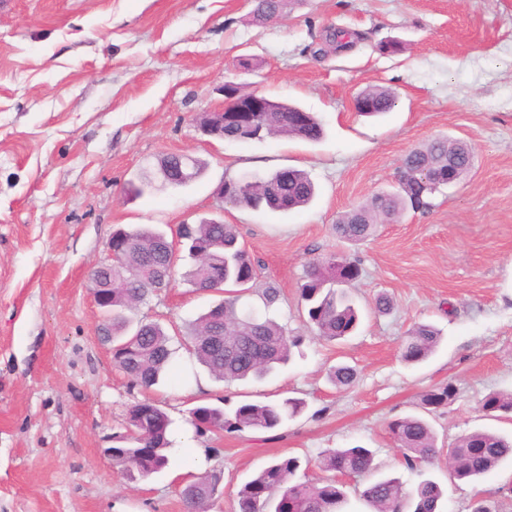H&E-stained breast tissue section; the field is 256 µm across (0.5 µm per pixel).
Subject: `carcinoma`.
Listing matches in <instances>:
<instances>
[{
  "label": "carcinoma",
  "mask_w": 512,
  "mask_h": 512,
  "mask_svg": "<svg viewBox=\"0 0 512 512\" xmlns=\"http://www.w3.org/2000/svg\"><path fill=\"white\" fill-rule=\"evenodd\" d=\"M292 0H250L252 21L263 25L273 15H280ZM357 34L338 29L328 43L334 49L355 44ZM357 112L372 116L390 111L396 103L395 92L373 86L355 98ZM273 113H224V139L229 141L283 136L316 142L323 135L320 119L288 101H271ZM458 159V175H467L473 150L467 144L437 138L411 150L404 163L414 171L412 178L392 192L374 194L365 203L341 215L336 236L358 244L370 237L384 219L400 217L408 210L429 208L432 190L422 183L421 171L448 165V154ZM315 195L313 182L306 173L290 169L286 176L275 172L244 185L224 181V196L229 203L258 210L266 207L288 213L308 205ZM182 238L196 263L185 273L194 288L224 294V299L201 315L189 331L187 349L219 381L227 383L249 378L263 379L277 366L289 360L292 350L303 337L289 334L276 321L238 313L237 304L255 288L257 270L245 246L239 241L235 225L183 224ZM112 250L117 260L112 267V360L130 383L148 391L156 386L178 348L157 322H132L121 311L143 303L149 294L169 288L176 275L175 249L167 232L139 228L119 229L112 235ZM361 269L357 261L337 255L313 260L307 270L300 296L305 303L308 322L317 335L329 342L342 340L355 331L359 314L353 299L336 292L335 285L351 286ZM440 331L431 324L417 323L406 334L402 349L404 361L414 364L427 359L439 345ZM357 371L339 364L329 372L337 387H349ZM452 383L429 391L422 404L433 414L455 400ZM305 401L288 398L280 403L241 402L228 410L221 406L200 405L190 411V423L203 433L214 426L227 432L273 430L298 416ZM480 409L497 418L512 415V391L490 392ZM172 420L152 398L146 397L130 406L127 425L136 434L113 437L112 463L129 478H148L167 464L166 449ZM389 431L409 469H421L440 455L430 422L408 416L389 424ZM448 471L455 481H476L512 458V439L496 432L474 430L460 437L448 448ZM303 462L297 456L273 460L246 482L236 494L235 512H343L347 493L336 478L310 480L297 477ZM318 467L324 472L361 476L374 470L371 450L356 446L331 448L321 453ZM219 474L208 473L191 481L181 490L187 512H205L207 504L219 493ZM360 496L372 512H441L443 491L430 480L408 489L397 478H382L370 483Z\"/></svg>",
  "instance_id": "obj_1"
}]
</instances>
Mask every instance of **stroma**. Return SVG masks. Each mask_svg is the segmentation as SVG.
<instances>
[{"mask_svg":"<svg viewBox=\"0 0 512 512\" xmlns=\"http://www.w3.org/2000/svg\"><path fill=\"white\" fill-rule=\"evenodd\" d=\"M249 11L248 0H0V512H183L186 481L212 469L224 493L209 512H233L237 491L273 458L314 461L354 445L373 451L377 476L409 488L438 481L443 512H473L480 499L512 512L511 459L453 483L443 456L408 470L388 432L451 382L456 399L430 417L438 447L476 428L512 436V420L480 409L488 392L512 390V0H301L261 26ZM337 27L363 38L318 54ZM391 40L400 51L382 53ZM242 55L253 71L236 69ZM228 80L316 113L323 139L203 135L194 118L222 108ZM375 85L398 104L360 116L353 98ZM443 136L473 148L470 173L428 210L377 225L362 244L340 242L338 218L392 189L405 155ZM171 152L203 160L204 174L130 194ZM285 167L315 183L308 206L254 211L215 194L223 179ZM203 218L236 225L257 266L241 310L304 342L267 378L229 385L179 350L153 393L175 422L169 463L132 481L104 450L144 393L99 336L88 278L115 229ZM331 253L361 268L350 289L361 324L336 344L308 327L300 298L308 262ZM269 286L279 299L267 308L258 292ZM382 293L386 315L373 311ZM218 299L179 280L133 316L181 335ZM416 323L437 326L442 341L410 365L400 345ZM340 362L358 371L347 389L327 378ZM288 397L306 407L271 431L199 434L189 422L199 405Z\"/></svg>","mask_w":512,"mask_h":512,"instance_id":"1","label":"stroma"}]
</instances>
